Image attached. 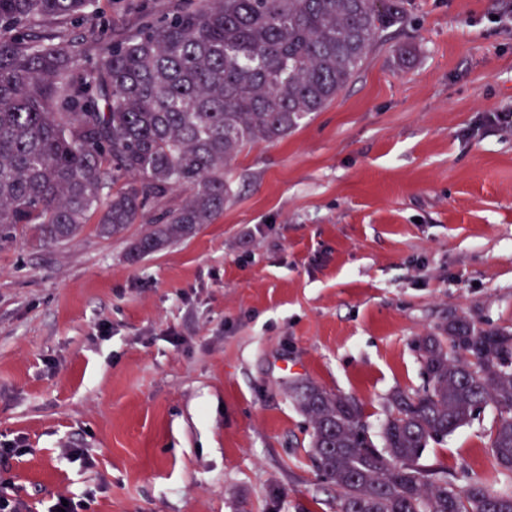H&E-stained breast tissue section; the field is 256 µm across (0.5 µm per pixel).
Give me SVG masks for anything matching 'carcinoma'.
Returning <instances> with one entry per match:
<instances>
[{"label":"carcinoma","instance_id":"1","mask_svg":"<svg viewBox=\"0 0 512 512\" xmlns=\"http://www.w3.org/2000/svg\"><path fill=\"white\" fill-rule=\"evenodd\" d=\"M94 2L0 0L1 243L21 226L67 241L94 215L119 235L178 187L186 198L129 259L214 223L241 151L335 101L407 16V0H187L114 38ZM413 346L427 381L390 395L380 447L356 399L292 389L336 512H512V490L493 488L512 473V332L459 317ZM488 406L500 417L486 481L460 486L422 462Z\"/></svg>","mask_w":512,"mask_h":512}]
</instances>
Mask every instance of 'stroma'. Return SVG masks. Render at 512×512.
Masks as SVG:
<instances>
[{"mask_svg": "<svg viewBox=\"0 0 512 512\" xmlns=\"http://www.w3.org/2000/svg\"><path fill=\"white\" fill-rule=\"evenodd\" d=\"M180 0H96L112 32ZM512 0H408L405 24L287 137L246 146L224 213L132 263L143 216L0 245V477L32 512H336L288 386L363 407L425 377L454 317L512 327ZM493 408L428 464L492 469ZM84 448L92 467L65 451Z\"/></svg>", "mask_w": 512, "mask_h": 512, "instance_id": "1", "label": "stroma"}]
</instances>
